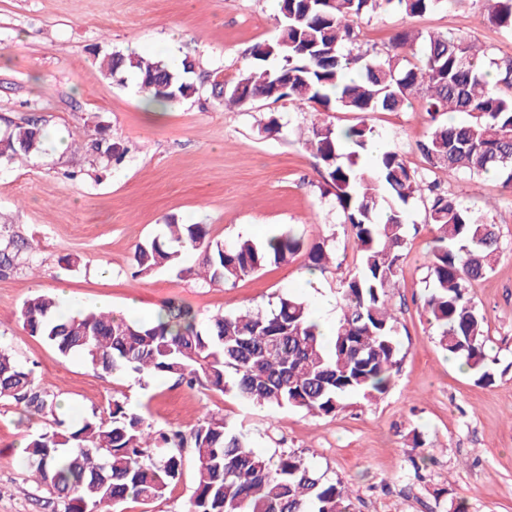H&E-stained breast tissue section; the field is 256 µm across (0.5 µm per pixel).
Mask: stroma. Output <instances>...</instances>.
<instances>
[{"label": "stroma", "mask_w": 512, "mask_h": 512, "mask_svg": "<svg viewBox=\"0 0 512 512\" xmlns=\"http://www.w3.org/2000/svg\"><path fill=\"white\" fill-rule=\"evenodd\" d=\"M277 0H0V137L37 122L51 134L40 152L0 164V247L27 241L0 273V345L33 368L67 409L66 421L94 418L112 399L124 401L154 428L189 430L203 413L242 425L258 453L288 450L318 473L348 484L353 512H512V192L491 176L448 179L464 205L499 226L502 253L493 273L472 290L486 318L494 377L478 382L448 358L423 309L434 229L422 203L406 221V258L389 300L397 317L401 363L381 399L353 396L333 416L246 405L228 395L173 381L105 374L80 356L61 358L18 319L23 302L66 289L79 309L108 300L113 311L136 303L142 314L167 301L206 318L264 307L278 295L304 297L313 311L339 314L338 288L353 264L354 243L335 199L322 195L315 157L298 142L314 109L290 101L225 108L206 75L234 81L255 43L278 31ZM423 32H467L495 54H512V32L489 23L474 0H445L411 20L384 12L362 21L363 47L383 48L403 26ZM166 53L195 64L200 90L162 115L143 106L134 80L102 78L112 51ZM281 130L264 133L268 116ZM369 124L384 145L423 167L416 143L430 130L419 99L399 112H376ZM106 138L127 147L115 165L89 149ZM176 216L208 225L231 243L293 228L307 244L325 242L333 259L308 288L306 253L269 265L235 285H207L180 268L132 278L136 244ZM51 423L0 402V512H44V493L27 486L22 451L29 435ZM423 447H415L414 436ZM182 479L149 504L125 501L118 512H182L195 479L184 449Z\"/></svg>", "instance_id": "1"}]
</instances>
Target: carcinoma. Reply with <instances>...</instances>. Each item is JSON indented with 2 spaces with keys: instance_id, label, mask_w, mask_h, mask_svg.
Instances as JSON below:
<instances>
[{
  "instance_id": "obj_1",
  "label": "carcinoma",
  "mask_w": 512,
  "mask_h": 512,
  "mask_svg": "<svg viewBox=\"0 0 512 512\" xmlns=\"http://www.w3.org/2000/svg\"><path fill=\"white\" fill-rule=\"evenodd\" d=\"M444 0H278V35L254 44L250 61L232 83L213 82L211 93L226 105L287 99L359 115L341 131L312 121L301 144L318 160L326 192L333 195L350 230L356 259L341 281L340 316L332 345L317 334L309 304L284 294L267 307L217 314L203 321L192 310L166 302L155 322L129 321L110 312L64 314L48 295L28 299L19 320L67 358L81 355L103 373L124 371L219 391L255 406L288 408L313 416L344 410L352 395L372 401L385 395L399 371L397 319L389 304L406 256V207L421 201L436 234L429 254L424 308L448 356L462 361L477 380L491 378L485 317L470 289L493 271L502 249L498 225L463 205L433 177L491 172L512 190V56L496 58L457 32L403 28L383 49L353 52L359 20L382 11L423 16ZM488 20L512 31V0H484ZM102 75L139 88L161 103H179L199 91L186 60L168 62L134 50L111 52ZM417 96L434 126L417 150L426 166L409 165L386 146L366 166L360 157L379 137L367 116L397 112ZM44 134L35 123L0 138V162L39 151ZM115 161L127 149L94 141ZM14 240L0 248V271L13 265ZM305 248L293 229L262 240L231 244L209 236L204 224H179L136 244L134 276L177 266L186 253L197 267L183 273L208 284H233L268 264L288 261ZM310 269L323 271L325 243L308 247ZM0 400L55 419L56 428L32 435L26 459L51 512H108L128 499L143 503L165 496L184 468L183 449L193 450L195 484L185 512H350L348 487L317 474L288 451L270 456L251 449L248 431L205 415L188 432L154 429L118 400L104 416L69 427L56 418L60 403L0 348Z\"/></svg>"
}]
</instances>
